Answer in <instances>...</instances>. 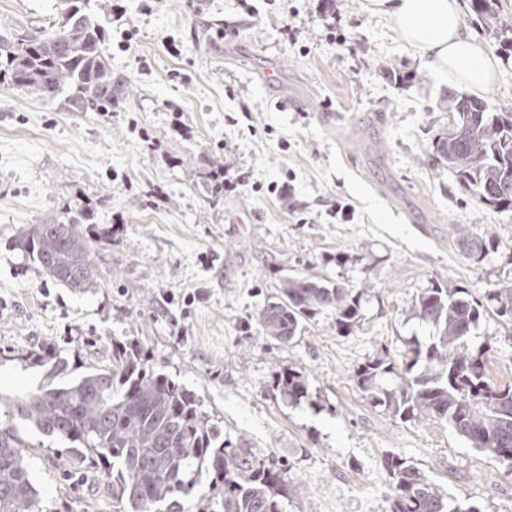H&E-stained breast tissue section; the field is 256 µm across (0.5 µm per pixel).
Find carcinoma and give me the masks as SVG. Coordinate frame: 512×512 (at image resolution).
<instances>
[{
  "label": "carcinoma",
  "mask_w": 512,
  "mask_h": 512,
  "mask_svg": "<svg viewBox=\"0 0 512 512\" xmlns=\"http://www.w3.org/2000/svg\"><path fill=\"white\" fill-rule=\"evenodd\" d=\"M57 20L29 35L0 33V81L53 100L71 112H110L120 94L93 0H60ZM451 123L438 142L436 164L453 174L481 205L512 211V112H491L476 97L448 99ZM75 212L47 224H29L15 247L33 257L42 273L77 291L98 278L94 240L76 225ZM464 257L483 261L491 241L459 232ZM362 292L299 273L280 279L277 294L255 314L267 339L288 343L317 315H334L336 330L359 321ZM415 315L435 327L430 342L411 344L398 361L362 365L356 382L375 405L401 420L420 416L450 426L482 453L512 463V384L487 377L484 355L469 338L488 313L512 324V280L497 284L486 302L464 288L438 285L418 296ZM387 376L394 387L379 385ZM56 370L27 394L5 403L0 421V512H37L39 493L27 463L29 442L20 426L69 444L67 472L94 466L108 475L113 512H184L198 477L211 475L213 495L199 512H283L291 485L274 460H247L219 433L185 386L146 365L135 344L113 343L108 366L87 368L64 384ZM275 386L292 400L308 396L303 375H277ZM392 480L389 512H479L430 480L399 455L386 461Z\"/></svg>",
  "instance_id": "obj_1"
}]
</instances>
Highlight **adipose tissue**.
Masks as SVG:
<instances>
[{"mask_svg": "<svg viewBox=\"0 0 512 512\" xmlns=\"http://www.w3.org/2000/svg\"><path fill=\"white\" fill-rule=\"evenodd\" d=\"M363 8L387 19L430 74L469 95L495 83L498 62L465 25L458 0H364Z\"/></svg>", "mask_w": 512, "mask_h": 512, "instance_id": "adipose-tissue-1", "label": "adipose tissue"}]
</instances>
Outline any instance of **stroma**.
<instances>
[{"instance_id": "35a3bbf8", "label": "stroma", "mask_w": 512, "mask_h": 512, "mask_svg": "<svg viewBox=\"0 0 512 512\" xmlns=\"http://www.w3.org/2000/svg\"><path fill=\"white\" fill-rule=\"evenodd\" d=\"M57 2L0 0V25H42ZM249 2L256 15L239 0H98L112 72L126 81L109 112H69L0 83V394L44 380L45 366L18 354L55 349L69 381L109 364L118 338L193 390L223 439L289 464L300 492L284 512H389L392 455L478 512H512V463L447 424L400 420L354 382L361 364L429 341L414 315L426 289L481 300L512 280V211L479 205L435 163L456 88L360 0ZM460 2L499 64L482 99L512 112V0H490L485 22ZM335 27L347 48L330 40ZM224 169L243 178L237 191L217 190ZM272 182L287 191L268 193ZM75 207L100 240L98 278L81 292L13 248L23 226ZM462 224L498 252L466 260ZM297 273L363 288L349 335L327 314L285 344L260 334L257 310ZM486 339L489 376L512 382V325L486 316L470 344ZM288 368L306 398L277 391ZM24 437L42 512H112L105 475L67 479L65 443Z\"/></svg>"}]
</instances>
